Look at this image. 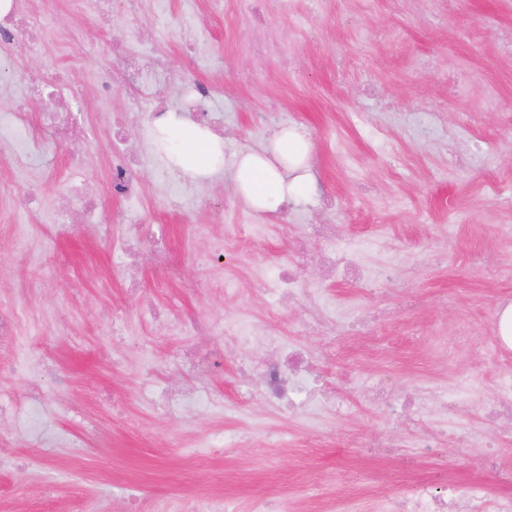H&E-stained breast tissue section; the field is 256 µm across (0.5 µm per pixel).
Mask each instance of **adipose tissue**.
<instances>
[{"label": "adipose tissue", "instance_id": "1", "mask_svg": "<svg viewBox=\"0 0 512 512\" xmlns=\"http://www.w3.org/2000/svg\"><path fill=\"white\" fill-rule=\"evenodd\" d=\"M156 141L169 164L191 180L212 176L224 164L223 140L199 125L161 127ZM311 151L302 128H280L262 150L241 151L233 176L236 193L255 211L278 213L288 199L302 197L310 178Z\"/></svg>", "mask_w": 512, "mask_h": 512}]
</instances>
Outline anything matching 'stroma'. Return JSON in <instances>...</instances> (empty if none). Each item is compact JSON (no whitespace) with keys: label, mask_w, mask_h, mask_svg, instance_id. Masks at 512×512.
I'll use <instances>...</instances> for the list:
<instances>
[{"label":"stroma","mask_w":512,"mask_h":512,"mask_svg":"<svg viewBox=\"0 0 512 512\" xmlns=\"http://www.w3.org/2000/svg\"><path fill=\"white\" fill-rule=\"evenodd\" d=\"M42 18L40 51L14 49L15 69L0 72V149L41 134L50 98L26 104L27 126L13 108L27 81H47L66 68L80 91L83 139L47 141L26 167L0 157V312L21 320V338L37 336L44 363L28 367L23 350L0 355V512H128L137 498L175 512L196 495L232 498L239 512L254 499L288 498L294 512H380L391 497L418 485L444 494L449 483L508 493L484 465L476 440L496 431L498 467L512 468V424L491 426L483 415L496 398V380L512 369V348H494L484 316L512 304V0H378L373 11L357 0H330L314 13L296 0L293 15L268 13V34L291 44L292 59L252 54L248 18L222 0H141L132 20L111 24L82 13L75 0H33ZM151 69L156 53L171 68L215 88L207 108L223 126L224 168L192 182L168 166L153 133L163 123L142 102L125 127L127 147L141 153V194L112 195L108 133L111 113L128 106L124 86L109 99L95 88L117 64L115 35ZM98 45L92 57L64 56L62 37ZM202 39L187 66L182 41ZM266 74L263 85L239 86L242 72ZM495 102H488V92ZM271 109L282 124L306 130L312 142L304 196L275 214H260L233 188L240 150L261 149L271 129L254 115ZM79 185L99 197L94 218L73 234L54 221L58 199ZM324 219L364 244L369 265L406 257L400 275L425 303L400 311L402 292L361 296L347 283L323 284L324 297L346 313L395 308L372 347L352 336L331 342L297 335L299 314L271 318L267 296L248 301L224 293L225 281L247 284L256 270L289 257L285 227ZM159 225L183 283L168 285L150 268L140 273L141 298L126 291L120 252L138 225ZM265 225L266 247L228 244L215 252L228 225ZM248 305L273 319L282 340L324 358L334 390L348 393L349 414L317 423L270 408L259 395L242 398V367L259 369L261 348L225 346L220 366L187 364L196 345L184 329L155 333L151 308L192 309L223 319ZM401 396L433 384L455 391L448 410H422L402 426L368 398L372 382ZM176 386L202 398L167 409ZM235 432L236 448L209 456L202 439ZM436 432L433 447L417 435ZM395 437L397 448H363L361 438Z\"/></svg>","instance_id":"1"}]
</instances>
